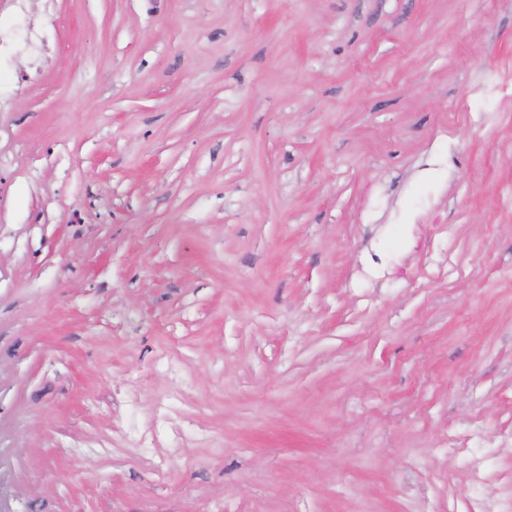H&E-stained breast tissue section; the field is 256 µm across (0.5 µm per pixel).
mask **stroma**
Segmentation results:
<instances>
[{
  "instance_id": "35a3bbf8",
  "label": "stroma",
  "mask_w": 512,
  "mask_h": 512,
  "mask_svg": "<svg viewBox=\"0 0 512 512\" xmlns=\"http://www.w3.org/2000/svg\"><path fill=\"white\" fill-rule=\"evenodd\" d=\"M0 512H466L512 433V0H0ZM478 490L512 512V447Z\"/></svg>"
}]
</instances>
